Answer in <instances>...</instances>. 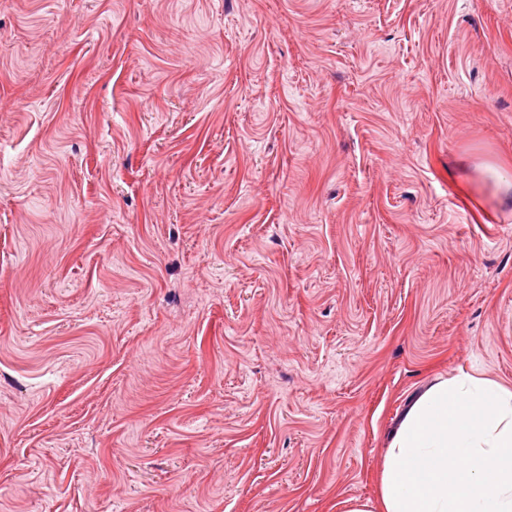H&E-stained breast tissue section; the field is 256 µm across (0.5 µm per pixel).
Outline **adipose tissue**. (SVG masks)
Returning <instances> with one entry per match:
<instances>
[{"label": "adipose tissue", "instance_id": "obj_1", "mask_svg": "<svg viewBox=\"0 0 512 512\" xmlns=\"http://www.w3.org/2000/svg\"><path fill=\"white\" fill-rule=\"evenodd\" d=\"M343 512H512V390L468 373L429 387L390 439L378 502Z\"/></svg>", "mask_w": 512, "mask_h": 512}]
</instances>
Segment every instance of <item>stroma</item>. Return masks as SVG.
<instances>
[{
    "instance_id": "35a3bbf8",
    "label": "stroma",
    "mask_w": 512,
    "mask_h": 512,
    "mask_svg": "<svg viewBox=\"0 0 512 512\" xmlns=\"http://www.w3.org/2000/svg\"><path fill=\"white\" fill-rule=\"evenodd\" d=\"M498 182L512 0H0V512L376 500L512 389Z\"/></svg>"
}]
</instances>
